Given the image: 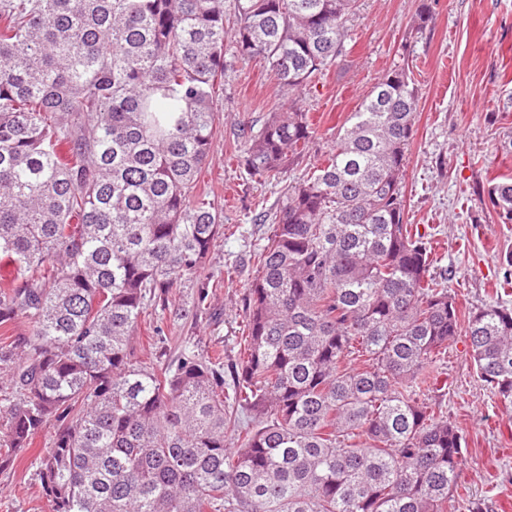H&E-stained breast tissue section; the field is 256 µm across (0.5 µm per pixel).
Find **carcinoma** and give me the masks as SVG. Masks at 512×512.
Wrapping results in <instances>:
<instances>
[{"instance_id":"carcinoma-1","label":"carcinoma","mask_w":512,"mask_h":512,"mask_svg":"<svg viewBox=\"0 0 512 512\" xmlns=\"http://www.w3.org/2000/svg\"><path fill=\"white\" fill-rule=\"evenodd\" d=\"M357 0H0V469L48 425L46 512H487L459 493L465 440L423 392L460 333L512 407V307L461 316L407 223L418 90L378 81L327 157L293 104L240 129V162L280 187L242 304L244 356L172 340L200 315L224 234L196 192L224 57L293 95L343 53ZM512 220V181L487 190ZM190 301L171 308L176 289ZM163 344L136 361L142 325ZM236 439L232 447L226 437Z\"/></svg>"}]
</instances>
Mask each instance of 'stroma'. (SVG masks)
I'll return each instance as SVG.
<instances>
[{
    "label": "stroma",
    "instance_id": "stroma-1",
    "mask_svg": "<svg viewBox=\"0 0 512 512\" xmlns=\"http://www.w3.org/2000/svg\"><path fill=\"white\" fill-rule=\"evenodd\" d=\"M424 6L430 18L423 24ZM347 27L342 56L293 98L317 133L288 175L315 166L372 86L396 66H409L419 102L403 180L408 221L433 242L431 276L455 292L462 311L483 307L512 253V220L473 191L512 178V0H358ZM289 99L264 61L228 58L213 153L197 186L223 210L224 233L206 263L223 283L206 315L168 327L234 359L244 345L242 300L258 275L252 251L270 233L269 225L253 223V208L280 204L278 188L249 177L237 161V134L261 127ZM468 350L466 336L449 342L427 396L466 438L460 482L467 495L484 499L488 512H512V409L493 398ZM53 434L45 427L0 469V512H44L34 461Z\"/></svg>",
    "mask_w": 512,
    "mask_h": 512
}]
</instances>
